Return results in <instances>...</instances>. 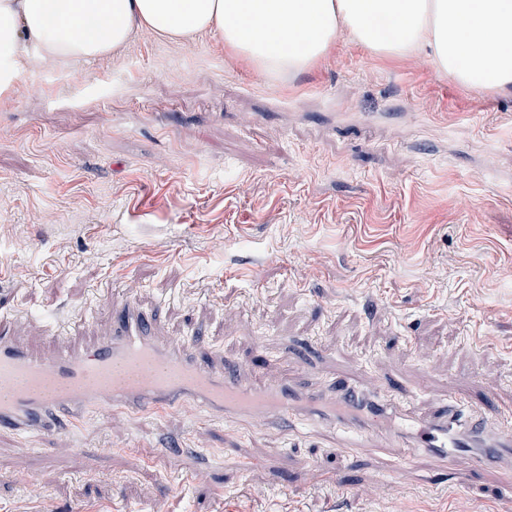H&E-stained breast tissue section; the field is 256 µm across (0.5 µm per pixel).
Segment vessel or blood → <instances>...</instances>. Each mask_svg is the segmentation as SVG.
<instances>
[{"instance_id":"vessel-or-blood-1","label":"vessel or blood","mask_w":512,"mask_h":512,"mask_svg":"<svg viewBox=\"0 0 512 512\" xmlns=\"http://www.w3.org/2000/svg\"><path fill=\"white\" fill-rule=\"evenodd\" d=\"M126 414L185 403L245 426L342 421L340 448H425L449 470L512 465V412L459 396L416 416L402 389L370 390L346 374L313 381L295 370L279 385L240 375L205 346L161 336L150 313L115 295L107 332L89 348L38 356L0 324V430L61 431L91 404Z\"/></svg>"}]
</instances>
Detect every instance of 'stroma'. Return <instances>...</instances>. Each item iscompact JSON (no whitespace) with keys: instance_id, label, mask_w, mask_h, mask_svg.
Returning a JSON list of instances; mask_svg holds the SVG:
<instances>
[{"instance_id":"obj_1","label":"stroma","mask_w":512,"mask_h":512,"mask_svg":"<svg viewBox=\"0 0 512 512\" xmlns=\"http://www.w3.org/2000/svg\"><path fill=\"white\" fill-rule=\"evenodd\" d=\"M58 72L0 108V322L22 345L89 344L116 288L246 377L344 367L420 409L512 408V94L345 38L290 82L211 35ZM150 506L512 512V475L191 405L0 433V512Z\"/></svg>"}]
</instances>
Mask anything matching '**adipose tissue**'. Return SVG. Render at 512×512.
<instances>
[{
	"instance_id": "ef3b65f1",
	"label": "adipose tissue",
	"mask_w": 512,
	"mask_h": 512,
	"mask_svg": "<svg viewBox=\"0 0 512 512\" xmlns=\"http://www.w3.org/2000/svg\"><path fill=\"white\" fill-rule=\"evenodd\" d=\"M145 34L215 36L271 78L312 70L345 36L390 59L425 56L459 86L512 92V0H0V86L112 60Z\"/></svg>"
}]
</instances>
